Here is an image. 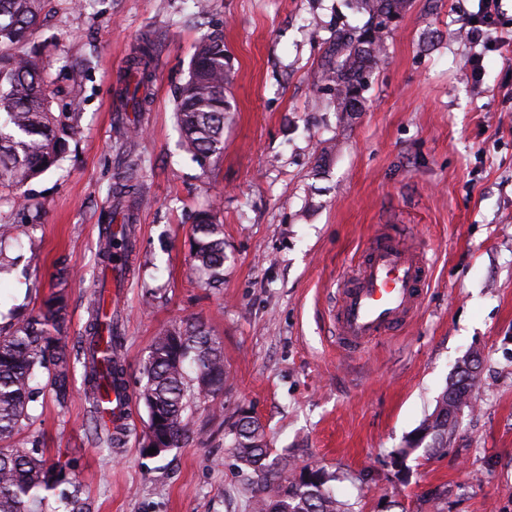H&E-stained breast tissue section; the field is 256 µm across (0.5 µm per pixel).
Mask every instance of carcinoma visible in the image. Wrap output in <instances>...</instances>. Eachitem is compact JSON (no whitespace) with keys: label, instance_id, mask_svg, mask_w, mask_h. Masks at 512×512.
<instances>
[{"label":"carcinoma","instance_id":"1","mask_svg":"<svg viewBox=\"0 0 512 512\" xmlns=\"http://www.w3.org/2000/svg\"><path fill=\"white\" fill-rule=\"evenodd\" d=\"M43 0H0V188L16 203L25 200V187L64 155L77 129L74 112H57L49 90L42 54L19 51L40 22ZM367 16L363 28L336 36V60L324 71L333 85L337 108L357 111L366 91L367 72L383 50L389 30L379 19L401 16L409 0H355ZM153 44L143 41L127 60L126 70L139 75L136 85L122 91L125 108L142 111L152 100L150 61ZM224 39L206 35L195 45L189 76L177 96L176 123L181 146L201 166L224 151ZM114 218L104 227L99 246L101 267L112 262ZM224 225L211 212H199L193 224L190 262L199 280L214 287L224 281ZM66 272L56 277L50 297L40 311L8 328L0 326V512H41L50 497L64 512H89L78 496L73 468L45 457L38 441L22 435L32 420V408L45 392L64 403L75 363L83 369L94 446L102 451L120 448L124 441L98 425L110 390L125 383L122 336L117 325L104 320L100 298L88 305L84 336L71 358L63 335L66 328ZM140 398L147 410L143 440L155 437L168 448L188 439L192 408L208 403L219 409L227 373L222 347L203 323L190 319L161 330L142 364ZM456 410L470 408L473 385L456 377ZM437 409L416 428L414 437L398 449L407 458L419 447L422 429H430L426 447L448 448L456 423L448 417V390L436 400ZM237 468L251 486L252 512H352L336 494V475L314 464L293 468L271 448L265 427L244 415L228 432Z\"/></svg>","mask_w":512,"mask_h":512}]
</instances>
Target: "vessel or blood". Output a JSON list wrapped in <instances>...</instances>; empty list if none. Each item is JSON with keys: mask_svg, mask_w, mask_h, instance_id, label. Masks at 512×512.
Masks as SVG:
<instances>
[{"mask_svg": "<svg viewBox=\"0 0 512 512\" xmlns=\"http://www.w3.org/2000/svg\"><path fill=\"white\" fill-rule=\"evenodd\" d=\"M430 279V261L418 246L391 233L377 235L357 269L336 290L333 327L337 348L360 354L417 312Z\"/></svg>", "mask_w": 512, "mask_h": 512, "instance_id": "obj_1", "label": "vessel or blood"}]
</instances>
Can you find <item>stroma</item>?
Returning a JSON list of instances; mask_svg holds the SVG:
<instances>
[{
  "label": "stroma",
  "instance_id": "1",
  "mask_svg": "<svg viewBox=\"0 0 512 512\" xmlns=\"http://www.w3.org/2000/svg\"><path fill=\"white\" fill-rule=\"evenodd\" d=\"M477 0H411L371 69L357 111L340 112L320 83L341 30L366 18L354 0H46L33 36L54 107L80 115L66 156L28 188L26 207L0 198L9 244L0 312L37 310L59 270L68 282L65 341L76 347L101 274V217L130 164L147 200L136 221L117 309L137 432L106 454L87 440L82 368L69 397L40 399L44 455L75 465L91 512H250L251 490L225 445L241 413L258 417L276 453L335 472L354 512H512V0L499 48L475 51L462 22ZM224 38L229 70L224 152L199 166L179 145L176 96L194 45ZM154 44L153 95L140 112L117 97L128 58ZM482 57L480 79L468 59ZM84 69L72 84L73 66ZM224 226V281L189 265L195 215ZM424 246L433 281L408 324L361 356L336 350L333 292L380 232ZM197 318L224 346V409L200 407L189 438L160 457L141 450L148 420L140 368L159 328ZM482 361L446 452L393 455L429 415L458 363Z\"/></svg>",
  "mask_w": 512,
  "mask_h": 512
}]
</instances>
